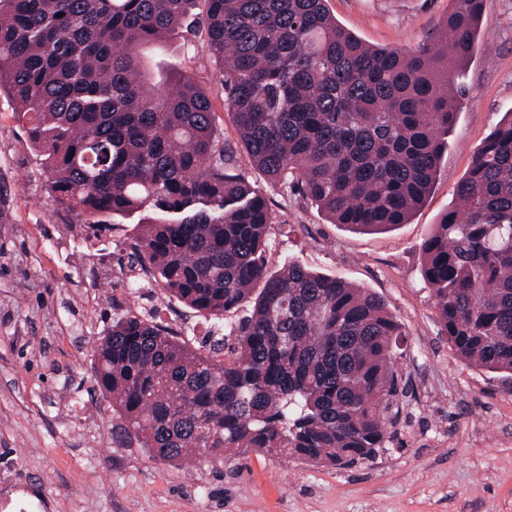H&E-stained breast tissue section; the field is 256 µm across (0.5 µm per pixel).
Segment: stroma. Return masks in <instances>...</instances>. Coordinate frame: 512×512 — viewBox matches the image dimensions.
I'll return each instance as SVG.
<instances>
[{"label": "stroma", "mask_w": 512, "mask_h": 512, "mask_svg": "<svg viewBox=\"0 0 512 512\" xmlns=\"http://www.w3.org/2000/svg\"><path fill=\"white\" fill-rule=\"evenodd\" d=\"M364 44L409 51L443 24L451 0H327ZM204 30L143 47L209 96L240 172L265 195V262L286 260L382 297L407 335L393 360L404 389L388 449L349 468L241 453L168 463L120 435L97 389L92 351L114 318L180 320L201 346L212 328L157 284L122 292L134 226L89 229L57 210L13 103L0 96V512H512V379L459 359L422 276L421 245L453 204L474 151L512 112V0H484L480 37L453 76L460 109L438 177L408 223L358 233L252 167L224 105L222 65Z\"/></svg>", "instance_id": "1"}]
</instances>
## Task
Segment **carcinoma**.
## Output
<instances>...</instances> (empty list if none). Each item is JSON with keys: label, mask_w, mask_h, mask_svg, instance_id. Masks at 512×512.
Wrapping results in <instances>:
<instances>
[{"label": "carcinoma", "mask_w": 512, "mask_h": 512, "mask_svg": "<svg viewBox=\"0 0 512 512\" xmlns=\"http://www.w3.org/2000/svg\"><path fill=\"white\" fill-rule=\"evenodd\" d=\"M0 0V93L42 156L54 204L91 227L146 214L131 263L214 319L206 352L151 319L112 320L92 354L112 414L154 459L239 449L351 466L386 449L404 335L377 294L288 261L270 273L265 198L237 172L210 101L140 48L200 27L250 165L333 224L380 231L426 200L457 116L455 67L483 0H453L436 41L370 48L326 0ZM450 349L512 376V116L475 151L423 242Z\"/></svg>", "instance_id": "obj_1"}]
</instances>
